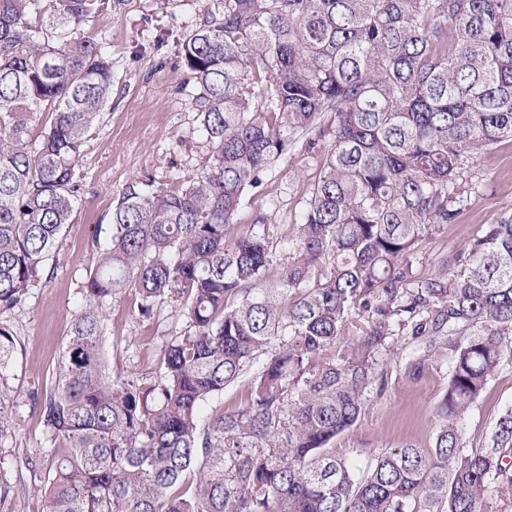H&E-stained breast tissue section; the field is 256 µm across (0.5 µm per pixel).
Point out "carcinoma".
<instances>
[{
  "label": "carcinoma",
  "mask_w": 512,
  "mask_h": 512,
  "mask_svg": "<svg viewBox=\"0 0 512 512\" xmlns=\"http://www.w3.org/2000/svg\"><path fill=\"white\" fill-rule=\"evenodd\" d=\"M182 40L207 153L177 188L133 178L82 286L53 389L45 512H488L512 499V409L464 422L512 357V215L410 289L419 242L468 203L471 164L512 142V0H209ZM111 0H0V309L22 302L71 217L83 147L112 93L84 26ZM332 123L321 127L325 113ZM332 148L280 241L232 231L245 195L304 138ZM276 278H270L271 270ZM176 297L187 329L143 386L107 372L103 303ZM358 334L326 353L352 318ZM444 336L432 447L367 467L328 451L388 340ZM0 325V440L15 429ZM256 368L240 403L203 404Z\"/></svg>",
  "instance_id": "obj_1"
}]
</instances>
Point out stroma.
I'll list each match as a JSON object with an SVG mask.
<instances>
[{
	"mask_svg": "<svg viewBox=\"0 0 512 512\" xmlns=\"http://www.w3.org/2000/svg\"><path fill=\"white\" fill-rule=\"evenodd\" d=\"M208 0H112L111 10L86 25L106 37L112 55V97L85 144L82 190L60 239L56 257L24 303L0 311V325L14 339L7 371L14 400V433L0 442V512H43L49 456L57 442L32 408L31 395L49 392L70 323L79 309L81 287L97 251L109 242L108 218L126 184L152 175L156 185H179L206 151L190 104L192 74L181 62L183 37L202 21ZM328 141L314 151L293 144L264 186L249 193L233 225L263 221L270 239L295 223L323 171ZM469 204L456 223L436 229L419 243L415 280L451 269L459 252L484 225L512 214V143H498L471 167ZM103 345L112 376L149 385L160 377L162 348L183 334L186 320L175 299L158 300L150 317L139 316L132 293L105 303ZM448 346L443 338L394 339L364 394L356 423L332 444L337 454L366 466L390 448L432 445L435 405L448 385ZM512 407V361L505 362L466 421L468 445L488 441L496 417Z\"/></svg>",
	"mask_w": 512,
	"mask_h": 512,
	"instance_id": "stroma-1",
	"label": "stroma"
}]
</instances>
